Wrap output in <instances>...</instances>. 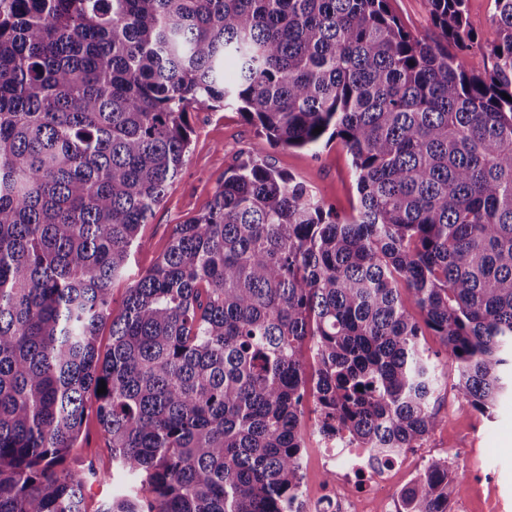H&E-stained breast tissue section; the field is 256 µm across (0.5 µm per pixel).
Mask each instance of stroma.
I'll return each instance as SVG.
<instances>
[{"label":"stroma","mask_w":512,"mask_h":512,"mask_svg":"<svg viewBox=\"0 0 512 512\" xmlns=\"http://www.w3.org/2000/svg\"><path fill=\"white\" fill-rule=\"evenodd\" d=\"M192 128L187 161L168 186L148 224L141 228L143 245L133 252L128 278L112 286V307L120 309L131 278L149 267L168 247L177 224L204 211L224 181V173L248 155L259 154L280 171L301 180L345 215L352 214L358 193L351 158L340 140L318 150L274 147L258 136L255 126L240 112L214 107L188 113ZM420 346L438 364L441 382L434 394L435 407L444 421L429 434L414 455L422 463L453 459L458 488L468 512H478L488 487H498L504 512H512V397L500 400L491 414H483L461 401L453 386L454 367L437 336L426 333ZM74 469H95L85 487L88 512L111 498L112 450L94 409H87L81 435L65 459Z\"/></svg>","instance_id":"stroma-1"}]
</instances>
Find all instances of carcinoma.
Wrapping results in <instances>:
<instances>
[{"mask_svg":"<svg viewBox=\"0 0 512 512\" xmlns=\"http://www.w3.org/2000/svg\"><path fill=\"white\" fill-rule=\"evenodd\" d=\"M467 2L429 0L435 42L390 0H0V512H88L95 471L63 462L91 393L134 482L96 512H288L309 391L319 432L392 463L443 422L424 326L461 400L512 394V0L487 44ZM216 105L274 146L340 140L357 214L249 157L115 315ZM453 484L429 463L401 512H448Z\"/></svg>","mask_w":512,"mask_h":512,"instance_id":"1","label":"carcinoma"}]
</instances>
